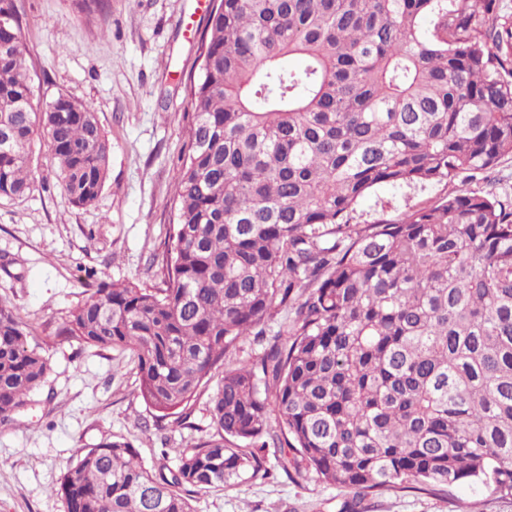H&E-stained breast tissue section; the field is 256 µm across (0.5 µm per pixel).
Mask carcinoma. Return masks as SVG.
<instances>
[{
  "label": "carcinoma",
  "instance_id": "carcinoma-1",
  "mask_svg": "<svg viewBox=\"0 0 512 512\" xmlns=\"http://www.w3.org/2000/svg\"><path fill=\"white\" fill-rule=\"evenodd\" d=\"M499 0H219L174 177L165 287L101 282L57 335L137 359L136 394L182 413L265 320L262 353L224 371L214 434L155 473L127 441L77 452L66 512H194L192 497L313 469L353 494L512 498V202L458 192L359 224L374 188L453 182L512 156V26ZM47 137L58 185L95 202L111 144L96 113L33 103L14 0H0V200L33 185ZM0 303V424L51 369Z\"/></svg>",
  "mask_w": 512,
  "mask_h": 512
}]
</instances>
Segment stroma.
I'll return each mask as SVG.
<instances>
[{
    "label": "stroma",
    "instance_id": "1",
    "mask_svg": "<svg viewBox=\"0 0 512 512\" xmlns=\"http://www.w3.org/2000/svg\"><path fill=\"white\" fill-rule=\"evenodd\" d=\"M33 86L45 107L64 95L91 105L111 146L97 200L75 207L57 184L47 139L31 143L33 186L0 200V302L31 325L30 343L51 371L33 403L0 425V512H65L55 489L78 448L126 439L147 467H176L184 448L212 433L211 384L187 406L186 423L159 417L135 393L130 353L68 341L57 330L96 283L163 287L173 175L186 144V87L202 68L211 0H105L81 13L72 0H14ZM444 185L379 187L358 222L399 219L407 207L448 194ZM266 478L195 495L196 512H343L346 491L310 469L284 473L266 448ZM354 512H512V500L463 484L445 494L388 492Z\"/></svg>",
    "mask_w": 512,
    "mask_h": 512
}]
</instances>
